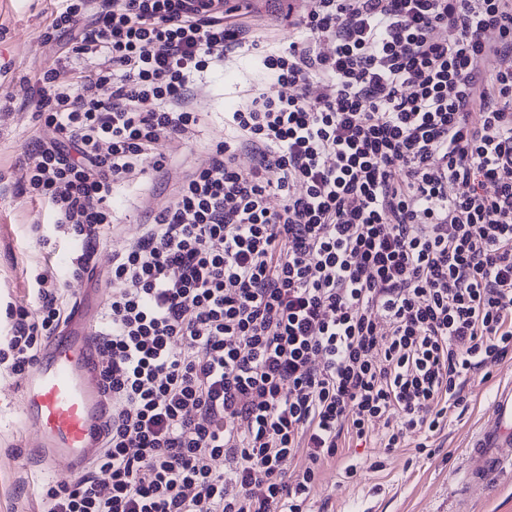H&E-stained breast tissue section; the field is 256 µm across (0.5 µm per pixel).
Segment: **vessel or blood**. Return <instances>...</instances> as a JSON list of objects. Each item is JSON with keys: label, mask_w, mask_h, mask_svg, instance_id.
<instances>
[{"label": "vessel or blood", "mask_w": 512, "mask_h": 512, "mask_svg": "<svg viewBox=\"0 0 512 512\" xmlns=\"http://www.w3.org/2000/svg\"><path fill=\"white\" fill-rule=\"evenodd\" d=\"M88 297L77 300L67 326L49 339L26 376L19 422L37 441L32 457L45 478L85 467L103 444L108 405L99 384L98 320ZM456 491L465 507L470 488L512 471V385H499L490 417L468 439Z\"/></svg>", "instance_id": "vessel-or-blood-1"}]
</instances>
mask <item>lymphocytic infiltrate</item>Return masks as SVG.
Masks as SVG:
<instances>
[{
  "label": "lymphocytic infiltrate",
  "instance_id": "lymphocytic-infiltrate-1",
  "mask_svg": "<svg viewBox=\"0 0 512 512\" xmlns=\"http://www.w3.org/2000/svg\"><path fill=\"white\" fill-rule=\"evenodd\" d=\"M234 14L54 11L40 39L69 44L24 101L22 192L79 244L71 276L92 274L115 191L194 135L191 78L255 43ZM296 24L263 60L289 94L249 89L208 164L113 254L104 444L41 486V512H311L345 441L441 431L468 375L512 353V0H311ZM27 281L34 305H7L0 335L18 383L70 310L53 265Z\"/></svg>",
  "mask_w": 512,
  "mask_h": 512
}]
</instances>
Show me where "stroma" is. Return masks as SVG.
<instances>
[{
  "instance_id": "35a3bbf8",
  "label": "stroma",
  "mask_w": 512,
  "mask_h": 512,
  "mask_svg": "<svg viewBox=\"0 0 512 512\" xmlns=\"http://www.w3.org/2000/svg\"><path fill=\"white\" fill-rule=\"evenodd\" d=\"M262 2V10L250 13L252 22L271 46H287L298 29L290 25L281 0ZM55 7V0H0V299L24 307L30 300L23 271L44 254L30 227L35 222L47 225L50 215L45 206L18 192L25 178L24 149L36 133L30 110L20 103L28 79L58 55L56 44L39 39ZM263 57L262 50L236 47L227 53L223 68L209 75L198 99L203 125L193 141L176 147L179 160L207 164L209 145L224 138L225 113L237 108L250 86L266 83ZM181 172L176 165L162 176L138 174L119 188L114 209L121 230L98 244L94 280L63 279L67 298L77 299L89 287H107L113 252L132 245L146 219L142 201L163 207ZM509 380L512 358L491 366L489 376H471L464 391L466 410L450 414L447 426L434 436L409 433L403 447L392 451L378 438L365 448L344 449L311 496L314 512H456L452 478L464 465L465 443L490 416L497 387ZM19 397L13 379L0 377V512H38L35 496L43 478L27 453L34 436L18 422ZM422 442L428 453H418ZM349 464L357 467L355 477L343 473ZM469 512H512V472L472 488Z\"/></svg>"
}]
</instances>
